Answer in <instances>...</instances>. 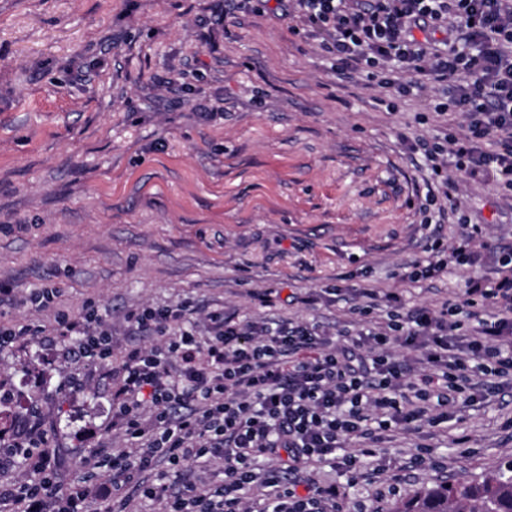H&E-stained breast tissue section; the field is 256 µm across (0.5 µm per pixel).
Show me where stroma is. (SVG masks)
<instances>
[{
	"mask_svg": "<svg viewBox=\"0 0 512 512\" xmlns=\"http://www.w3.org/2000/svg\"><path fill=\"white\" fill-rule=\"evenodd\" d=\"M276 0H0V280L101 300L112 359L67 346L0 351L9 429L39 416L64 472L82 470L111 421L128 311L183 300L239 321L288 317L336 333V289L399 293L407 307L461 300L469 267L410 280L434 237L451 249L458 203L495 274L512 251V197L456 167L434 183L410 140L462 133L438 112L445 85L392 98L360 72L339 78ZM215 107L203 118L200 105ZM315 303H305L308 294ZM431 463L415 466L419 444ZM512 461V385L446 423L395 437L351 485L346 512H390L412 490Z\"/></svg>",
	"mask_w": 512,
	"mask_h": 512,
	"instance_id": "obj_1",
	"label": "stroma"
}]
</instances>
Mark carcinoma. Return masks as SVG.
<instances>
[{"label":"carcinoma","mask_w":512,"mask_h":512,"mask_svg":"<svg viewBox=\"0 0 512 512\" xmlns=\"http://www.w3.org/2000/svg\"><path fill=\"white\" fill-rule=\"evenodd\" d=\"M391 512H512V474L487 473L471 482L426 486Z\"/></svg>","instance_id":"1"}]
</instances>
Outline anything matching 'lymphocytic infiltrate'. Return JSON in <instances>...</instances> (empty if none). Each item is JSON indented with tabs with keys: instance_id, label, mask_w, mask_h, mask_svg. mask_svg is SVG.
Returning <instances> with one entry per match:
<instances>
[{
	"instance_id": "lymphocytic-infiltrate-1",
	"label": "lymphocytic infiltrate",
	"mask_w": 512,
	"mask_h": 512,
	"mask_svg": "<svg viewBox=\"0 0 512 512\" xmlns=\"http://www.w3.org/2000/svg\"><path fill=\"white\" fill-rule=\"evenodd\" d=\"M295 20L292 32L320 39L337 70L406 94L393 68L448 85L447 109L463 113L461 136L414 140L434 174L447 163L495 180L512 192V6L505 0H277ZM446 25L456 51L419 42V31ZM480 225H468L449 258H433L412 279H434L448 265L476 266ZM496 276L470 279L463 302L440 310H406L401 295L359 291L351 313L383 309L384 323L329 336L307 322L238 323L212 311L190 321L188 302L145 305L127 315L128 345L112 392L110 437L91 449L90 464L64 475L40 423L0 437V512H129L139 497L161 512H251L249 495L267 490L262 512H341L332 486H302L301 466L326 464L349 481L360 460L393 434L447 419L459 394L494 393L512 380V253ZM62 289L19 292L0 281V307L15 302L49 310L53 322L0 323V350L36 340L71 342L89 364L112 357V320L98 300L79 310L61 304ZM417 351L415 364L390 344ZM359 442L350 452L348 442ZM222 465L221 481L189 477Z\"/></svg>"
}]
</instances>
